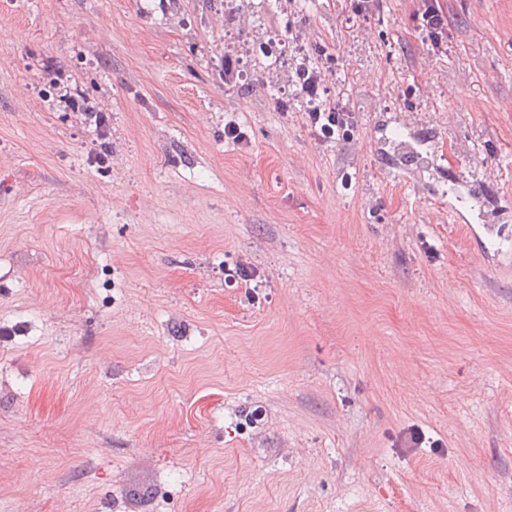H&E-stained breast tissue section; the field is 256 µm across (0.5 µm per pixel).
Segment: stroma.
I'll list each match as a JSON object with an SVG mask.
<instances>
[{"instance_id":"35a3bbf8","label":"stroma","mask_w":512,"mask_h":512,"mask_svg":"<svg viewBox=\"0 0 512 512\" xmlns=\"http://www.w3.org/2000/svg\"><path fill=\"white\" fill-rule=\"evenodd\" d=\"M236 3L0 0V512H512V0ZM290 29L352 137L225 90ZM415 17L420 27L430 38L431 51L435 55L443 53V45L448 39V14L442 0H416ZM444 38L446 41H443ZM248 47H229L224 52V83L225 85L230 84L237 77L240 78L243 73L241 65H243V56L248 54ZM42 68L50 77L53 85L60 86L63 84L65 93L60 95V99L65 104V107L72 112H79L81 116H84L83 120L86 127L94 126L91 132L96 135L97 139H101L103 137L102 130L106 123V113L95 106L89 105L88 99L80 93L76 86L75 88L69 87L68 84L64 86L65 82L68 83V79L65 77L63 67L56 59L52 57L42 59Z\"/></svg>"}]
</instances>
